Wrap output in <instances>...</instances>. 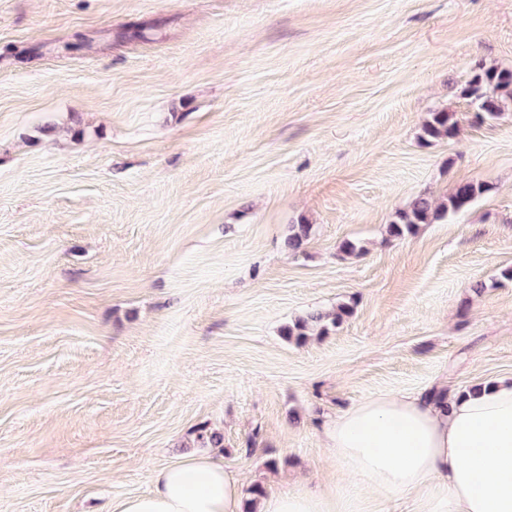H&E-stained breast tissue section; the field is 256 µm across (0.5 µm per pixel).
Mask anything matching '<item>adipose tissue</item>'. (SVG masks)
<instances>
[{
  "mask_svg": "<svg viewBox=\"0 0 512 512\" xmlns=\"http://www.w3.org/2000/svg\"><path fill=\"white\" fill-rule=\"evenodd\" d=\"M344 482L263 497L257 512H512V374L471 389L361 400L324 429ZM148 493L112 512H243L239 478L222 462L190 455L156 468Z\"/></svg>",
  "mask_w": 512,
  "mask_h": 512,
  "instance_id": "1",
  "label": "adipose tissue"
}]
</instances>
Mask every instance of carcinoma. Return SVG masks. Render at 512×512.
Listing matches in <instances>:
<instances>
[{"instance_id": "cac0c4a2", "label": "carcinoma", "mask_w": 512, "mask_h": 512, "mask_svg": "<svg viewBox=\"0 0 512 512\" xmlns=\"http://www.w3.org/2000/svg\"><path fill=\"white\" fill-rule=\"evenodd\" d=\"M461 94L470 100L477 112L475 118L484 123L500 119L505 111L512 109V69L488 66L483 62L475 65L470 79ZM459 130V119L454 112L439 110L430 113L422 126L420 139L426 143L439 139H452ZM489 191V186L480 182H463L441 202H436L427 193L417 195L405 208L395 212L393 220L387 225V235L402 238L410 234L420 224H433L450 214L465 210L480 195ZM313 225L305 222L290 227L286 245L292 252H299L309 240ZM351 315L345 305L336 308L333 313L310 312L291 324L281 328L280 333L287 340L300 344L308 337L322 336L330 328L344 321Z\"/></svg>"}]
</instances>
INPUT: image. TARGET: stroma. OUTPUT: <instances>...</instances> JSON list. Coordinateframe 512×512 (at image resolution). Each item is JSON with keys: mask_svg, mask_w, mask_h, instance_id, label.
<instances>
[{"mask_svg": "<svg viewBox=\"0 0 512 512\" xmlns=\"http://www.w3.org/2000/svg\"><path fill=\"white\" fill-rule=\"evenodd\" d=\"M481 61L512 69V0H0V512H112L202 428L244 488L329 482L348 405L511 373L512 111L475 121ZM438 110L458 135L421 143ZM462 181L489 190L388 237ZM488 190L489 187L480 182L459 183L440 203L428 193H421L405 208L395 212L393 220L387 226V235L390 238H402L412 233L419 224H433L448 214L460 213ZM350 315L351 310L345 305L338 306L333 313L310 312L298 317L292 324L283 326L280 333L285 339H294L297 344H301L307 340L308 336L327 334L330 327L336 328L345 317Z\"/></svg>", "mask_w": 512, "mask_h": 512, "instance_id": "1", "label": "stroma"}]
</instances>
